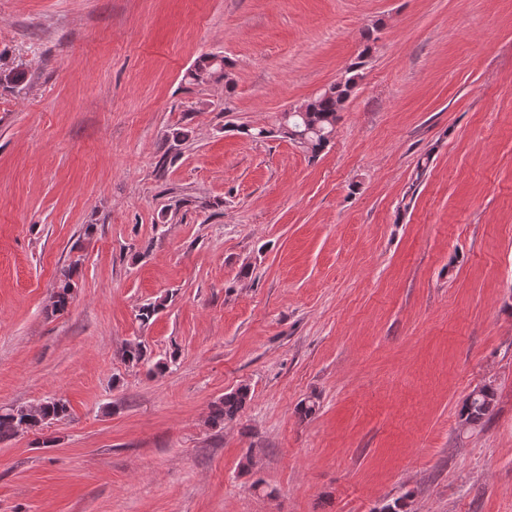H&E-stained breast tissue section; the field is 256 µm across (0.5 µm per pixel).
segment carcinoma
<instances>
[{
  "label": "carcinoma",
  "instance_id": "1",
  "mask_svg": "<svg viewBox=\"0 0 512 512\" xmlns=\"http://www.w3.org/2000/svg\"><path fill=\"white\" fill-rule=\"evenodd\" d=\"M377 28L367 29L362 33L364 48L346 70L344 78L304 103L305 111H284L276 119L278 131L283 135H295L294 142L317 156L330 143L335 131L336 123L341 112L358 85L361 78L360 70L365 65V58L369 57L376 42L374 32ZM212 56H204L196 62L195 67H209L224 79V88L230 92L234 88V81L230 77V65L226 60L219 64H211ZM77 271V264L72 263L63 273L57 290L53 293V311L66 309L72 297L74 288L73 277ZM146 356L145 346L140 342H131L122 352V359L131 366L139 365ZM250 396L248 386H240L236 390L224 394L211 405L209 422L215 426L233 420ZM496 392L490 385H485L473 391L463 402L460 417L463 424L477 426L485 417L492 414L495 407ZM69 413L66 400L53 398L45 400L35 406H0V441L12 439L25 433L37 431L54 420L65 418Z\"/></svg>",
  "mask_w": 512,
  "mask_h": 512
}]
</instances>
